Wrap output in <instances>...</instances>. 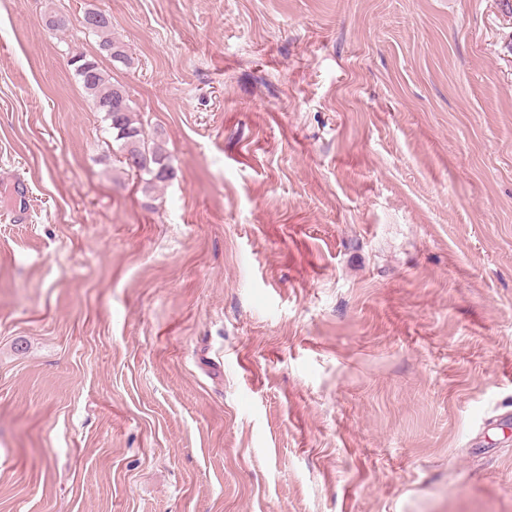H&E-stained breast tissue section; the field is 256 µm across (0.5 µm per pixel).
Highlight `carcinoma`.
<instances>
[{"instance_id":"cac0c4a2","label":"carcinoma","mask_w":512,"mask_h":512,"mask_svg":"<svg viewBox=\"0 0 512 512\" xmlns=\"http://www.w3.org/2000/svg\"><path fill=\"white\" fill-rule=\"evenodd\" d=\"M100 38V50L112 63L124 67L131 65V57L120 43L112 39V23L104 12L88 8L75 19L53 26L56 31H67L73 25ZM74 74L84 91L92 98L96 111L105 113L112 130V141L123 154V163L135 172L144 188L152 190L170 180L173 170L165 150L158 144L148 145L142 125L135 119L129 95L120 84L112 83L95 56L76 52L69 59Z\"/></svg>"}]
</instances>
